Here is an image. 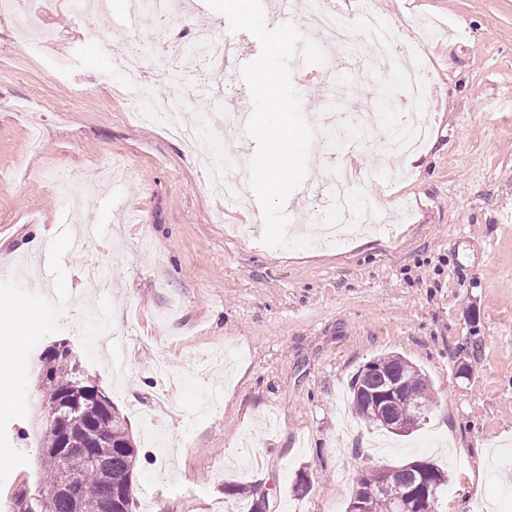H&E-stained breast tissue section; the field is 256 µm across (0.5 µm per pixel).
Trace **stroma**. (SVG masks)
Wrapping results in <instances>:
<instances>
[{"mask_svg": "<svg viewBox=\"0 0 512 512\" xmlns=\"http://www.w3.org/2000/svg\"><path fill=\"white\" fill-rule=\"evenodd\" d=\"M395 22L402 60L429 95L432 131L418 167L374 158L416 108L396 87L393 61L372 60L324 103L335 64L291 63L314 127L310 171L328 176L354 104H377L382 127L350 155L357 197L381 233L306 250L239 236L250 212L200 186L201 156L246 163L241 126L190 146L130 115L138 79L87 27L123 30L126 0L80 15L69 0H19L0 14V512L42 477L43 438L29 422L45 399L43 351L69 343L139 448L132 512H346L362 471L429 460L451 469L439 512H512V0H375ZM37 16L53 34L36 52L21 25ZM227 28L206 0L168 21L165 34ZM66 73H56L57 57ZM229 58L219 98L200 109L252 112ZM62 250L43 294L12 270L42 268L46 239ZM110 271L98 290L85 268ZM397 354L429 381L432 405L412 436L357 423L344 436L350 383L368 361ZM306 479L309 490L293 486Z\"/></svg>", "mask_w": 512, "mask_h": 512, "instance_id": "stroma-1", "label": "stroma"}]
</instances>
